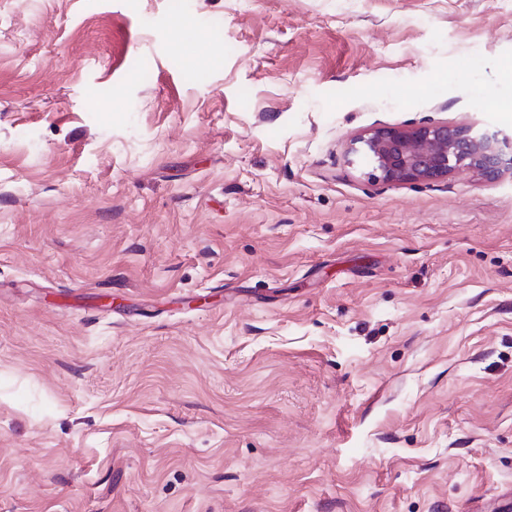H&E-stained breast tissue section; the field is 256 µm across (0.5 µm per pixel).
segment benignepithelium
<instances>
[{
    "label": "benign epithelium",
    "instance_id": "7a95c632",
    "mask_svg": "<svg viewBox=\"0 0 512 512\" xmlns=\"http://www.w3.org/2000/svg\"><path fill=\"white\" fill-rule=\"evenodd\" d=\"M352 152L372 161L371 176L395 186L445 178L471 170L487 180L512 172V135L487 127L436 124L411 131L378 128L355 140Z\"/></svg>",
    "mask_w": 512,
    "mask_h": 512
}]
</instances>
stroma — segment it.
Wrapping results in <instances>:
<instances>
[{"instance_id": "35a3bbf8", "label": "stroma", "mask_w": 512, "mask_h": 512, "mask_svg": "<svg viewBox=\"0 0 512 512\" xmlns=\"http://www.w3.org/2000/svg\"><path fill=\"white\" fill-rule=\"evenodd\" d=\"M512 0H0V512L512 503ZM353 146L352 152L370 156L372 177L395 186L445 178L456 170H471L486 180L505 170L512 173V135L491 127L476 133L448 124L411 131L378 128L356 138Z\"/></svg>"}]
</instances>
